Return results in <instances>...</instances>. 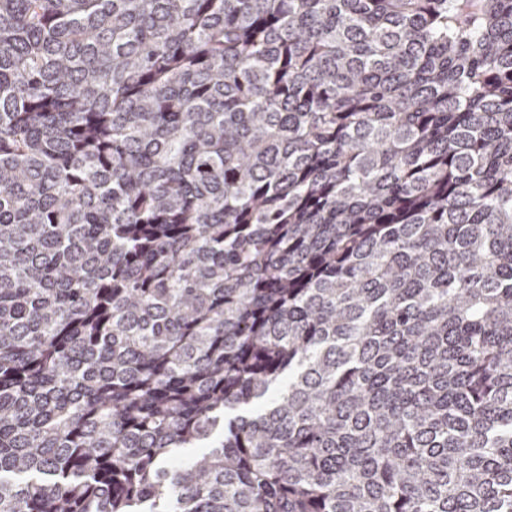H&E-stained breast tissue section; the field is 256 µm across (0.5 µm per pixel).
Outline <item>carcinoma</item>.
Instances as JSON below:
<instances>
[{
    "mask_svg": "<svg viewBox=\"0 0 512 512\" xmlns=\"http://www.w3.org/2000/svg\"><path fill=\"white\" fill-rule=\"evenodd\" d=\"M0 512H512V0H0Z\"/></svg>",
    "mask_w": 512,
    "mask_h": 512,
    "instance_id": "carcinoma-1",
    "label": "carcinoma"
}]
</instances>
